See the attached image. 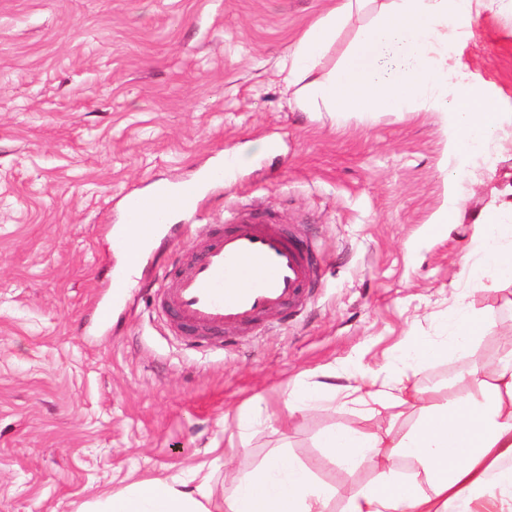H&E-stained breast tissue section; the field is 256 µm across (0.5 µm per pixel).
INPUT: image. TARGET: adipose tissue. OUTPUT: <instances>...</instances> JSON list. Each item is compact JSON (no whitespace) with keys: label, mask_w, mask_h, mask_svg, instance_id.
<instances>
[{"label":"adipose tissue","mask_w":512,"mask_h":512,"mask_svg":"<svg viewBox=\"0 0 512 512\" xmlns=\"http://www.w3.org/2000/svg\"><path fill=\"white\" fill-rule=\"evenodd\" d=\"M366 0H336L292 44L281 72L302 112L407 111L412 98L430 94L450 99L458 136L455 150L463 156L484 150L495 135L501 115L477 92L448 91V71L435 60L448 52V33L461 15L484 0H387L373 21L358 32L339 68L324 72L320 64ZM402 57L397 67L388 55ZM482 245L475 262H464L466 279L482 283L512 282V184L494 191V203L475 220ZM479 323L468 303L459 302L448 336L408 342L404 361H430L447 353L466 354ZM356 403L369 411L387 407L417 409L407 428L390 417L385 429H331L320 442L343 470L370 458L374 483L345 497L335 487L318 483L309 469L272 458L253 471L234 475L224 490V512H327L341 499L340 512H475L477 492L497 488L512 498V354L487 380L467 381L448 396L428 394L398 379L391 390L368 383L355 389ZM407 469L395 471V461ZM211 474L199 477L197 492L163 480H143L91 503L87 512H210L199 499L211 487Z\"/></svg>","instance_id":"ef3b65f1"}]
</instances>
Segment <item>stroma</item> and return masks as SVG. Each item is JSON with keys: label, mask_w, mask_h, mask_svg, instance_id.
I'll list each match as a JSON object with an SVG mask.
<instances>
[{"label": "stroma", "mask_w": 512, "mask_h": 512, "mask_svg": "<svg viewBox=\"0 0 512 512\" xmlns=\"http://www.w3.org/2000/svg\"><path fill=\"white\" fill-rule=\"evenodd\" d=\"M335 0H0V512H82L148 479L247 472L274 453L311 469L339 499L372 482L320 445L330 429L378 430L349 402L359 374L421 389L489 377L512 352V284L461 278L472 214L512 183V5L462 17L448 74L502 115L484 162L454 153L446 104L326 112L288 104L279 70ZM204 224L241 205L306 235L321 277L302 313L271 316L237 349L200 353L157 315L166 257L188 262L186 216L148 246L115 294L112 231L127 199L199 178L217 158ZM468 221L431 227L458 194ZM481 331L467 357L402 362L414 336L446 332L459 295ZM336 396L284 424V400L320 383ZM252 412L248 432L237 425Z\"/></svg>", "instance_id": "35a3bbf8"}]
</instances>
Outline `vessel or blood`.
Listing matches in <instances>:
<instances>
[{
	"label": "vessel or blood",
	"instance_id": "obj_1",
	"mask_svg": "<svg viewBox=\"0 0 512 512\" xmlns=\"http://www.w3.org/2000/svg\"><path fill=\"white\" fill-rule=\"evenodd\" d=\"M202 183L172 192L130 197L125 220L143 241L153 240L173 211L189 210ZM192 260L158 290L162 313L176 330L240 331L274 313L300 308L318 270L305 239L282 224L238 207L219 231L203 227Z\"/></svg>",
	"mask_w": 512,
	"mask_h": 512
}]
</instances>
